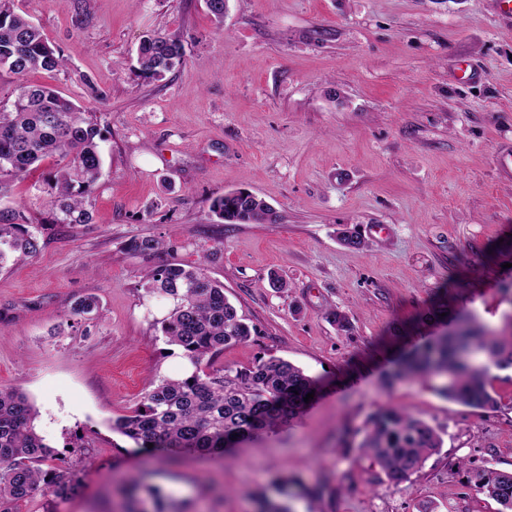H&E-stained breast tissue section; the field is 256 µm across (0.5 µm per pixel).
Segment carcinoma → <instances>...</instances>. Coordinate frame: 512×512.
<instances>
[{"mask_svg": "<svg viewBox=\"0 0 512 512\" xmlns=\"http://www.w3.org/2000/svg\"><path fill=\"white\" fill-rule=\"evenodd\" d=\"M139 71L154 81L184 61L181 36L155 34L143 38L137 50ZM63 65L40 28L15 12L11 0H0V70L18 79L12 98L0 100V193L26 178L39 161L57 156L62 165L50 175L49 206L55 224H88L86 198L102 175L99 145L102 133L94 115L82 111L54 91L25 81L33 70L54 71ZM212 212L226 224H275L273 207L247 189L215 199ZM161 243L132 237L128 251L142 256L157 252ZM40 250V239L20 211L0 210V268L9 260L25 261ZM145 292L170 302L160 321L167 342L182 349L193 370L152 385L140 406L118 417L112 429L141 447L181 450L213 456L252 436L295 418L304 397L316 391V378L283 359L262 361L251 368H215L214 355L244 342L251 328L224 297V286L213 281L202 263L160 264L145 275ZM94 296L80 299L72 314L98 313ZM512 370V317L490 333L469 318L457 332L427 345L410 358L404 378H438L436 391L474 409L498 406L493 371ZM38 412L15 387H0V512L40 492L66 502L80 483L62 464L58 451L45 442L35 426ZM356 446L397 486L418 471L442 447L437 430L425 420L392 408L368 417ZM466 477L465 486L495 501L497 512H512V471L474 468L466 461L450 469ZM134 504L128 512H161L162 497L153 487L134 482L127 490Z\"/></svg>", "mask_w": 512, "mask_h": 512, "instance_id": "obj_1", "label": "carcinoma"}]
</instances>
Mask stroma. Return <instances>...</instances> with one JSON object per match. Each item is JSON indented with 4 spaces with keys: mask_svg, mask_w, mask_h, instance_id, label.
Masks as SVG:
<instances>
[{
    "mask_svg": "<svg viewBox=\"0 0 512 512\" xmlns=\"http://www.w3.org/2000/svg\"><path fill=\"white\" fill-rule=\"evenodd\" d=\"M60 52L30 73L93 113L103 174L88 224H56L46 177L16 181L0 209L23 211L40 251L0 270V386L34 403L38 432L84 484L15 512H127L123 485L144 482L181 512H495L449 463L512 470V380L499 406L472 409L415 378L386 385L409 353L452 333L456 315L488 328L512 314V23L497 0H13ZM179 33L185 61L144 78L135 50ZM245 188L274 224H226L216 198ZM375 224L386 237L371 233ZM363 240L345 246L340 231ZM133 236L165 247L128 253ZM203 262L254 332L214 367L282 358L321 381L306 410L223 458L160 460L112 431L154 379L187 364L153 322L147 269ZM278 275L285 289L269 286ZM97 318L72 316L82 297ZM337 309L348 328L325 314ZM392 406L438 430L443 445L400 485L357 454L369 413ZM88 445L75 447L76 436Z\"/></svg>",
    "mask_w": 512,
    "mask_h": 512,
    "instance_id": "35a3bbf8",
    "label": "stroma"
}]
</instances>
